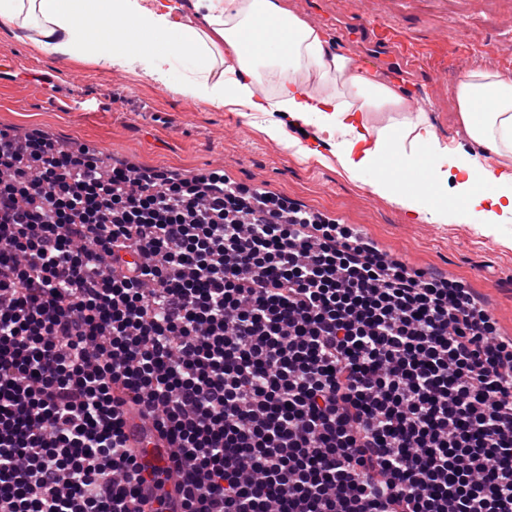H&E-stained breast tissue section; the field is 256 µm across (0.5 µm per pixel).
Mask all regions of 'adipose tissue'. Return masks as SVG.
<instances>
[{"label":"adipose tissue","instance_id":"adipose-tissue-1","mask_svg":"<svg viewBox=\"0 0 512 512\" xmlns=\"http://www.w3.org/2000/svg\"><path fill=\"white\" fill-rule=\"evenodd\" d=\"M193 9L184 14L177 0H0V26L47 54L138 70L184 99L244 112L295 154L330 152L349 179L415 220L444 224L455 214L487 235L512 222V76L464 75L457 119L477 149L452 150L424 111L361 73L283 0H193ZM304 126L313 144L297 136ZM452 166L460 180L450 195Z\"/></svg>","mask_w":512,"mask_h":512}]
</instances>
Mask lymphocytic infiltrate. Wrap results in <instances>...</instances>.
Instances as JSON below:
<instances>
[{"instance_id":"obj_1","label":"lymphocytic infiltrate","mask_w":512,"mask_h":512,"mask_svg":"<svg viewBox=\"0 0 512 512\" xmlns=\"http://www.w3.org/2000/svg\"><path fill=\"white\" fill-rule=\"evenodd\" d=\"M130 402L182 512H512V338L469 288L217 173L9 143L0 512H133ZM124 432L128 447L141 451L140 462L147 469L161 470L165 467L164 463L170 454L171 445L160 438L151 420L131 413L126 418Z\"/></svg>"}]
</instances>
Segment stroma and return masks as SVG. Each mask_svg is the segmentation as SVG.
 <instances>
[{
  "label": "stroma",
  "mask_w": 512,
  "mask_h": 512,
  "mask_svg": "<svg viewBox=\"0 0 512 512\" xmlns=\"http://www.w3.org/2000/svg\"><path fill=\"white\" fill-rule=\"evenodd\" d=\"M307 23L317 15L340 26L356 0H286ZM390 24L409 47L424 54V80L437 91L431 124L444 125L443 141L469 146L456 118L454 89L471 69L512 73V59L500 52L507 31L416 0L393 14ZM15 67L0 80V129L40 130L56 143H79L109 163L160 170L191 178L223 170L232 182L283 196L310 212L361 229L385 253L413 271L439 270L473 288L487 301L502 335L512 336V223L496 234L452 216L447 223L409 220L393 201L347 179L335 158L303 159L270 140L246 118L188 101L142 74L108 70L85 60H60L0 27V53ZM52 82L46 93L33 83Z\"/></svg>",
  "instance_id": "obj_1"
}]
</instances>
